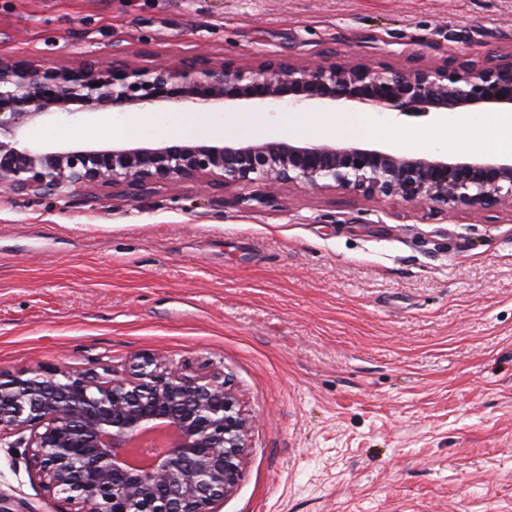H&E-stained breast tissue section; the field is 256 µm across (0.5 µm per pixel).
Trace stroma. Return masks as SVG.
<instances>
[{"mask_svg":"<svg viewBox=\"0 0 512 512\" xmlns=\"http://www.w3.org/2000/svg\"><path fill=\"white\" fill-rule=\"evenodd\" d=\"M379 67L512 50V0H0V55ZM221 372L250 421L218 512H512V208L197 182L0 193V374ZM0 493L71 512L0 443Z\"/></svg>","mask_w":512,"mask_h":512,"instance_id":"35a3bbf8","label":"stroma"}]
</instances>
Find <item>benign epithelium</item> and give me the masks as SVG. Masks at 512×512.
I'll return each mask as SVG.
<instances>
[{
	"label": "benign epithelium",
	"mask_w": 512,
	"mask_h": 512,
	"mask_svg": "<svg viewBox=\"0 0 512 512\" xmlns=\"http://www.w3.org/2000/svg\"><path fill=\"white\" fill-rule=\"evenodd\" d=\"M326 101L401 114L512 108V51L492 66L464 60L396 68L331 53L255 64L196 56L154 65L105 64L92 51L68 65L0 56V186L33 198L119 188L134 201L187 180L224 189L301 184L450 208L512 207V160L450 161L290 141L100 143L49 152L26 142L39 119L113 108L220 102L304 108ZM249 429L223 374L189 375L163 357L144 355L110 378L65 368L0 374V441L19 435L10 447L23 449L30 479L66 495L73 512H217L237 486Z\"/></svg>",
	"instance_id": "1"
}]
</instances>
